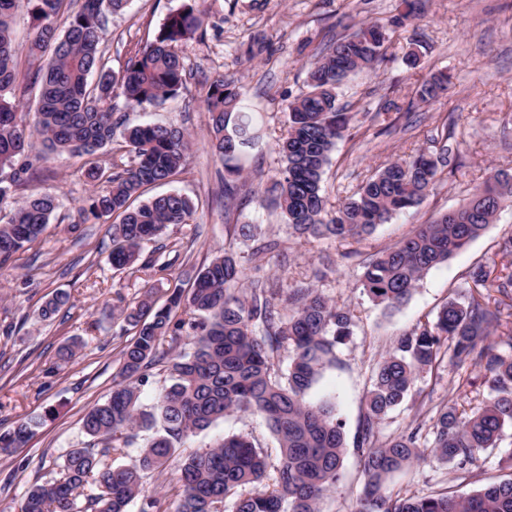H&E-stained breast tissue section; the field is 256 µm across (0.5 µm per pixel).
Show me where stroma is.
Here are the masks:
<instances>
[{
  "label": "stroma",
  "instance_id": "obj_1",
  "mask_svg": "<svg viewBox=\"0 0 512 512\" xmlns=\"http://www.w3.org/2000/svg\"><path fill=\"white\" fill-rule=\"evenodd\" d=\"M184 2L128 0L121 12L109 15L102 44L107 68L122 71ZM399 2L205 0L204 33L185 50L184 89L156 107L122 108L121 131L95 156L99 166L111 168L126 127L171 124L190 134L182 172L171 186H154L148 193L181 192L195 210L188 223L164 231L152 267L114 269L108 224L81 221L79 210L94 189L84 158L42 146L29 153V179L15 198L46 192L61 206L42 236L0 269V432L32 417L40 420L24 447L0 454V512H21L34 483L57 477L67 454L88 446L82 418L111 393L120 352L134 336L122 317L111 315V307L135 302L146 292L164 303L171 288H190L194 273L224 252L241 264L243 290L257 280L283 289L306 283L349 312L352 334L337 347L335 365L324 370L310 396L333 398L347 441L342 478L321 498L318 512H356L364 482L357 444L376 363L419 319L435 317L448 297L470 296L471 268L512 270V256L499 250L512 236V206H506L465 251L424 275L400 310L384 311L359 285L368 256L465 203L473 183L499 169L512 172V0H420L419 17L390 31L383 61L350 76L337 90L336 103L352 121L325 169L328 202L352 195L384 165L415 150L445 153L448 164L420 206L360 240L341 242L298 236L273 205L250 198L251 192H264L280 166L275 141L287 128L289 103L307 90L309 64L319 47L361 23L395 15ZM260 42L265 51L250 55V47ZM412 49L420 54V68L402 61ZM428 70L450 72L453 83L442 96L420 102L415 90ZM221 78L234 81L260 118L259 144L242 161L249 193L233 201L224 198V166L211 151L209 114L202 103L209 85ZM390 101L398 111L382 115ZM245 223L257 225L256 239L238 236L237 225ZM261 242L274 243V250L257 253ZM59 291L69 294L68 304L51 319H41L42 305ZM67 345L73 354L64 361L60 351ZM489 394L482 368L444 359L438 369L423 373L407 400L380 423L377 441L385 443L413 421L429 420L440 405L472 413ZM228 434L252 436L270 461H277L275 438L261 417L249 413L225 416L187 439L181 452L211 447ZM508 479L512 427L466 468L432 457L395 474L387 487L406 496H467Z\"/></svg>",
  "mask_w": 512,
  "mask_h": 512
}]
</instances>
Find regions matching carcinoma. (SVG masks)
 I'll list each match as a JSON object with an SVG mask.
<instances>
[{
  "instance_id": "1",
  "label": "carcinoma",
  "mask_w": 512,
  "mask_h": 512,
  "mask_svg": "<svg viewBox=\"0 0 512 512\" xmlns=\"http://www.w3.org/2000/svg\"><path fill=\"white\" fill-rule=\"evenodd\" d=\"M202 2L188 0L169 13L153 40L115 75L105 69L100 46L107 13L123 10L127 0H83L68 15L62 33L57 20L71 9L72 0H0V209L11 205L0 224V267L37 240L59 208L58 198L49 193L9 202L27 180L29 164L19 158L32 148L33 139L51 150L92 157L112 142L120 124L115 100L144 107L178 95L185 82L184 50L207 22ZM403 4L405 13L327 44L309 70L308 91L289 104L287 134L278 143L282 166L257 202L270 200L301 236L347 241L368 235L394 215L422 204L447 164L445 157L420 150L380 169L332 210L322 193L330 154L350 121L336 107V88L381 59L387 27L402 24L413 13L410 0ZM22 9L31 14L34 29L27 57L38 64L33 79L39 99L30 125L18 115L12 40L13 17ZM93 75L97 81L92 84ZM450 84L448 73L430 72L422 77L417 96L434 99ZM203 104L214 132L211 148L224 164V197L231 200L243 191L241 161L258 135L233 82L212 83ZM125 143V154L112 161V173L96 164L88 167V177L101 187L81 209L86 220L116 219L110 261L117 270L150 267L151 260L141 259L144 246L158 241L169 225L187 223L194 212L192 201L177 192L141 200L147 187L170 183L180 173L190 149L186 130L137 126L127 130ZM507 204L512 205V174L500 171L473 185L465 205L366 259L360 279L364 293L387 311L401 308L430 269L480 237ZM242 277L238 260L225 253L195 274L190 292L174 287L164 306L154 307L146 292L120 309L123 320L136 328L120 352L122 380L82 419L85 434L101 448L73 449L60 477L30 488L22 512H128L137 500L139 512H318L319 500L341 478L346 441L333 399L313 400L309 394L324 369L336 362L337 346L350 336L351 318L309 285L286 291L258 280L243 297ZM469 278L476 286L512 295V273L492 280L479 265ZM68 302L66 293L52 295L41 317H52ZM499 325L500 311L488 303L452 297L434 320L420 321L399 336L376 364L365 399L360 440L364 485L357 512H512V479L460 498L446 493L400 496L385 489L392 474L429 456L463 468L471 465L512 426V357L488 343ZM445 345L456 365L484 367L493 396L470 414L452 405L437 408L427 446L420 442L418 425L375 445L377 425L405 400L418 376L434 368ZM283 351L289 355L281 373ZM157 366L166 368L170 384L146 410L141 386ZM233 413L263 417L278 442V463L270 464L244 435L226 436L212 447L176 458L182 442ZM38 424L30 419L0 433V453L24 446ZM140 426L154 430V436L140 450L137 463L106 464L105 457L133 443ZM172 465L179 488L173 508L144 487L146 478L160 477ZM90 482L98 493L80 505L78 498Z\"/></svg>"
}]
</instances>
